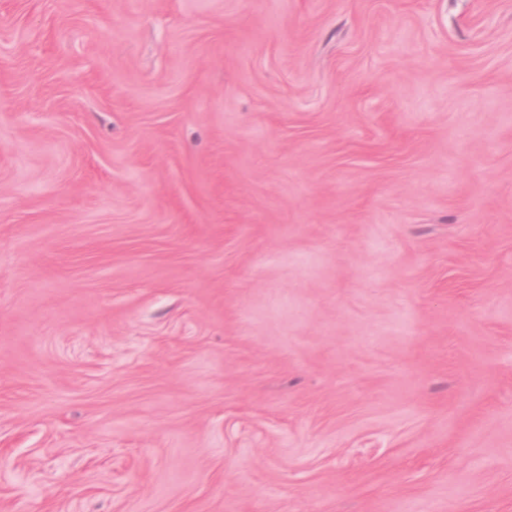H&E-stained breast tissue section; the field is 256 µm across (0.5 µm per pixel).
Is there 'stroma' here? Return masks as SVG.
<instances>
[{
  "label": "stroma",
  "instance_id": "35a3bbf8",
  "mask_svg": "<svg viewBox=\"0 0 512 512\" xmlns=\"http://www.w3.org/2000/svg\"><path fill=\"white\" fill-rule=\"evenodd\" d=\"M0 512H512V0H0Z\"/></svg>",
  "mask_w": 512,
  "mask_h": 512
}]
</instances>
